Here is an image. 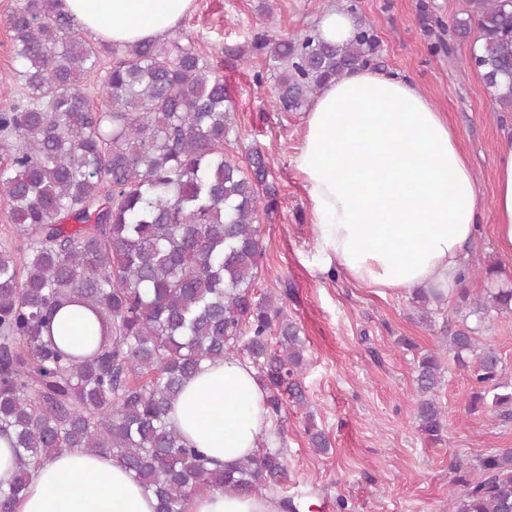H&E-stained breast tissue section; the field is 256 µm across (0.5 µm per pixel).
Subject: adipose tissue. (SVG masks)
I'll use <instances>...</instances> for the list:
<instances>
[{"label": "adipose tissue", "instance_id": "adipose-tissue-1", "mask_svg": "<svg viewBox=\"0 0 512 512\" xmlns=\"http://www.w3.org/2000/svg\"><path fill=\"white\" fill-rule=\"evenodd\" d=\"M193 0H61L86 31L115 44L165 40ZM357 21L328 9L320 41L353 40ZM310 205L325 262L349 280L383 292L456 290L481 214L473 167L442 112L413 83L356 69L327 82L311 99L292 159ZM495 236L512 254V128L497 146ZM96 334L81 307L57 315V342L79 347ZM250 360L204 364L168 413L183 442L231 466L257 454L271 417ZM183 512H279L270 494L191 492ZM15 512H157V500L106 454L71 450L32 470Z\"/></svg>", "mask_w": 512, "mask_h": 512}]
</instances>
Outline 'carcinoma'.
<instances>
[{
	"mask_svg": "<svg viewBox=\"0 0 512 512\" xmlns=\"http://www.w3.org/2000/svg\"><path fill=\"white\" fill-rule=\"evenodd\" d=\"M61 0H19L9 15L13 48L28 93L0 108V196L14 246H0V433L14 436L19 469L0 487V512H14L31 469L72 449L109 454L158 501L182 512L188 494L207 485L237 495L274 492L288 481L279 449L230 469L184 445L167 413L201 366L244 353L267 391L270 415L307 402L300 381L304 341L271 294L256 296L265 249L259 212L277 207L263 151L242 162L226 145L233 106L217 67L192 41L112 48L99 92L82 91L100 69L99 50L81 37ZM476 18L482 71L498 112H512V0H467ZM375 32L362 26L346 45L306 34L270 38L266 54L282 112H299L320 88L374 59ZM459 304L482 321L512 313V288H489ZM83 305L99 325L85 353L59 346L57 313ZM475 329L448 331L455 362L471 371L470 413L494 407L512 418V390L498 355ZM441 364L419 358L418 429L432 442L445 428L433 397ZM458 490L448 512H512V448L479 459V475L455 467Z\"/></svg>",
	"mask_w": 512,
	"mask_h": 512,
	"instance_id": "1",
	"label": "carcinoma"
}]
</instances>
